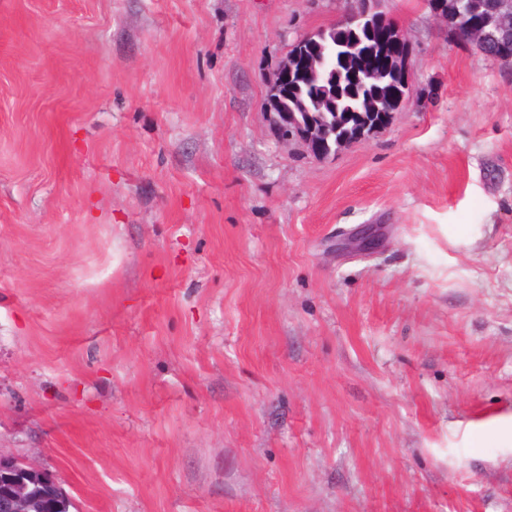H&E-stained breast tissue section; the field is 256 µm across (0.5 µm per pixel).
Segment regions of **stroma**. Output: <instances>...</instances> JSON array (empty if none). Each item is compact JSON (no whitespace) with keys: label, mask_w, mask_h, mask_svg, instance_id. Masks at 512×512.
Masks as SVG:
<instances>
[{"label":"stroma","mask_w":512,"mask_h":512,"mask_svg":"<svg viewBox=\"0 0 512 512\" xmlns=\"http://www.w3.org/2000/svg\"><path fill=\"white\" fill-rule=\"evenodd\" d=\"M385 6L421 95L316 159L267 78L349 0H0V454L70 512H512V66ZM290 66L288 59L281 63L267 82L270 122L276 131L277 137L282 143H299L306 148L315 158H326L336 152V140L334 147L328 144V140L335 132H330L327 126L319 129L313 125L310 131L305 132L303 122L297 117V112L288 111L281 93L283 82L288 78ZM325 140L326 150H320V140Z\"/></svg>","instance_id":"1"}]
</instances>
